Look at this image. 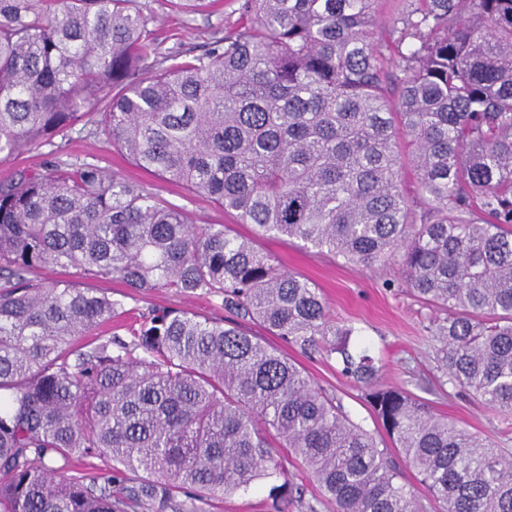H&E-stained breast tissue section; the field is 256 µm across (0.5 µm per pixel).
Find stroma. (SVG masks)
Here are the masks:
<instances>
[{"label":"stroma","instance_id":"1","mask_svg":"<svg viewBox=\"0 0 512 512\" xmlns=\"http://www.w3.org/2000/svg\"><path fill=\"white\" fill-rule=\"evenodd\" d=\"M136 3L149 19L151 49L158 58L178 51L202 52L239 27V15L233 0H212L207 10L196 13L177 11L168 0H136ZM98 120V115L86 116L81 132L62 140L60 153H53L51 147L44 146L17 158L0 161V179L23 167L42 169L57 159L71 163L96 160L119 177L142 182L153 192L183 208L193 223L224 224L233 233L250 235L249 225L239 223L235 213L166 184L132 165L119 149L108 146L96 136ZM258 246L273 253L288 270L316 284L328 313L336 323L353 327L351 351L364 350L375 358L380 367V384L403 389L425 402L433 415L453 420L470 432L491 437L501 446L512 448V418L502 417L473 396L456 392L448 386L440 387L430 334L436 312L417 302L405 289L387 286V279L393 278L398 268L397 262L367 268L302 249L293 241L263 239ZM159 306H170L209 318L219 319L225 315L224 309L199 293L186 296L160 289L147 295L131 296L125 301L126 309L136 313ZM252 331L271 347L288 354L315 385L340 400L354 421L374 433L380 445L390 448L391 457L404 482L424 505V512H438V503L427 493L413 468L396 451L393 439L378 422L367 397V388L342 374L339 355L327 356L318 351L302 350L266 334L257 325ZM270 488V482H256L248 490L214 503L211 512H274Z\"/></svg>","mask_w":512,"mask_h":512}]
</instances>
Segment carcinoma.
<instances>
[{"label": "carcinoma", "mask_w": 512, "mask_h": 512, "mask_svg": "<svg viewBox=\"0 0 512 512\" xmlns=\"http://www.w3.org/2000/svg\"><path fill=\"white\" fill-rule=\"evenodd\" d=\"M241 0L200 54L151 58L135 0H0V158L54 145L91 110L141 170L248 224H194L146 185L58 160L0 181V512H204L299 459L336 512H419L373 434L235 323L138 295L198 292L304 350L341 357L441 512H512V449L374 384L351 327L258 239L371 267L401 255L441 385L512 416V0ZM413 147L416 204L400 139ZM108 458L98 478L80 465ZM393 1L395 0H379L376 5L377 25L374 29L373 40L374 44L383 50L387 56L385 42L388 37L389 26L396 17V3Z\"/></svg>", "instance_id": "obj_1"}]
</instances>
